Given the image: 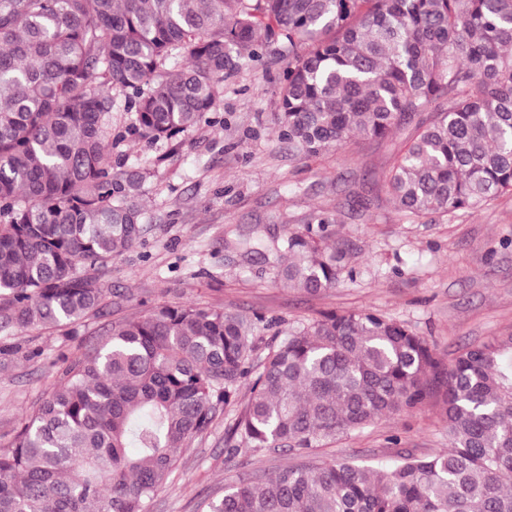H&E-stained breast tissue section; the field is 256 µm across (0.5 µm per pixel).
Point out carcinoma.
Masks as SVG:
<instances>
[{"instance_id":"carcinoma-1","label":"carcinoma","mask_w":512,"mask_h":512,"mask_svg":"<svg viewBox=\"0 0 512 512\" xmlns=\"http://www.w3.org/2000/svg\"><path fill=\"white\" fill-rule=\"evenodd\" d=\"M272 47L293 57L278 123L300 157L431 109L387 176L395 205L420 216L512 195V0H0V328L77 334L105 298L96 269L140 243L147 172L112 165L117 98L141 139L174 142ZM333 223L313 217L271 255L239 245L319 295L346 267ZM256 332L222 309L158 304L62 355L0 450V512H150L176 449L250 377L230 436L256 452L313 457L434 389L448 449L388 469L313 459L242 478L205 512H512V336L446 363L400 322L331 311L281 331L256 366Z\"/></svg>"}]
</instances>
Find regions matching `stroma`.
Returning <instances> with one entry per match:
<instances>
[{
	"instance_id": "35a3bbf8",
	"label": "stroma",
	"mask_w": 512,
	"mask_h": 512,
	"mask_svg": "<svg viewBox=\"0 0 512 512\" xmlns=\"http://www.w3.org/2000/svg\"><path fill=\"white\" fill-rule=\"evenodd\" d=\"M286 59L269 53L224 83V97L178 145L155 144L128 132V116L112 115V163L149 172L139 200L147 226L141 244L99 272L107 298L78 329L31 325L0 332V448L78 345L105 337L113 324L169 303L265 317L259 355L274 331L328 311L370 309L404 323L443 360L463 346L512 336V196L481 209L410 217L386 193V176L413 132L407 123L383 139L356 137L312 159L279 138L277 115ZM328 211L333 242L347 245L343 284L317 296L278 281L264 260L244 258L240 235L267 240L306 228ZM250 398L242 385L236 406L176 453L177 468L151 512H200L201 501L248 475L294 465L293 450H230L226 431ZM448 446L440 395L326 445L325 455L369 466L390 465Z\"/></svg>"
}]
</instances>
